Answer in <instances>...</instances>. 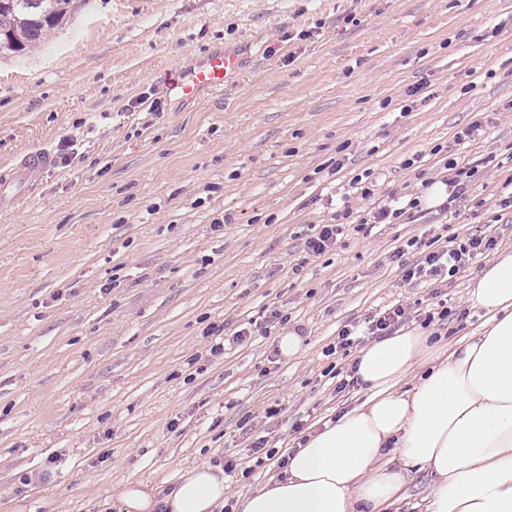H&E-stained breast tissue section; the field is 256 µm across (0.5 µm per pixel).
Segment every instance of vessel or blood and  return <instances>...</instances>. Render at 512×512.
I'll return each mask as SVG.
<instances>
[{"label":"vessel or blood","instance_id":"b4317fda","mask_svg":"<svg viewBox=\"0 0 512 512\" xmlns=\"http://www.w3.org/2000/svg\"><path fill=\"white\" fill-rule=\"evenodd\" d=\"M240 72V59L235 50L208 52L168 74L163 92L171 100H194L203 92L217 91L231 84ZM53 166L49 150L29 152L19 163L0 167V208L32 200L44 175Z\"/></svg>","mask_w":512,"mask_h":512}]
</instances>
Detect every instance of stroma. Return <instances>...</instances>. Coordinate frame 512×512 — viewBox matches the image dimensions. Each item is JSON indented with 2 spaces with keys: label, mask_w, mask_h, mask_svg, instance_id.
<instances>
[{
  "label": "stroma",
  "mask_w": 512,
  "mask_h": 512,
  "mask_svg": "<svg viewBox=\"0 0 512 512\" xmlns=\"http://www.w3.org/2000/svg\"><path fill=\"white\" fill-rule=\"evenodd\" d=\"M83 23L26 55L0 56V164L46 147L52 170L29 203L0 210V512H118L127 482L156 496L224 457L252 467L237 498L280 477L253 465L245 419L277 408L265 434L287 454L359 405L337 392L354 354H328L341 328L396 303H432L405 281L435 235L495 238L512 220L445 194L396 224H362L424 193L444 159L512 178V0H90ZM246 56L238 82L197 101L162 92L166 74L209 49ZM482 128L465 144L456 135ZM371 198L332 249L355 176ZM401 261H394L395 252ZM440 295L445 341L482 324L470 278ZM465 309L458 317L456 309ZM288 313L302 349L232 334ZM223 325L222 353L204 332ZM342 224H313L312 234L306 240L307 252L310 255H321L336 244L338 235L342 233Z\"/></svg>",
  "instance_id": "obj_1"
}]
</instances>
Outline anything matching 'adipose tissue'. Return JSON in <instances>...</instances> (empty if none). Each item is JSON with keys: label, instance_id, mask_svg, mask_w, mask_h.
<instances>
[{"label": "adipose tissue", "instance_id": "ef3b65f1", "mask_svg": "<svg viewBox=\"0 0 512 512\" xmlns=\"http://www.w3.org/2000/svg\"><path fill=\"white\" fill-rule=\"evenodd\" d=\"M468 301L485 321L449 349L405 329L362 347L356 376L367 399L309 433L283 477L243 496L237 512H396L419 472L431 478L426 512H512V249L473 275ZM121 503L124 512H221L224 474L200 464L161 499L131 482Z\"/></svg>", "mask_w": 512, "mask_h": 512}]
</instances>
